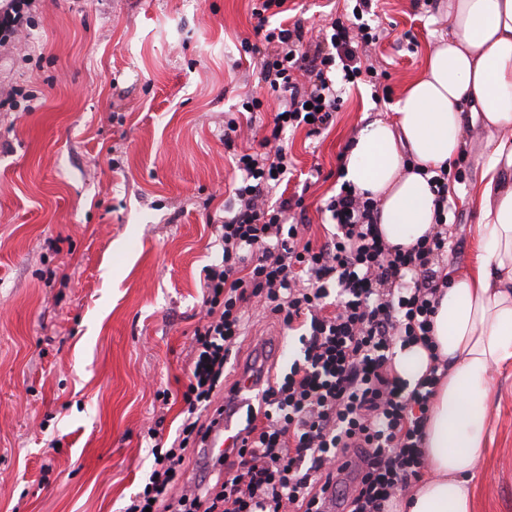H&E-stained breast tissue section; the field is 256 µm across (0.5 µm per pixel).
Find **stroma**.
Segmentation results:
<instances>
[{"label": "stroma", "instance_id": "35a3bbf8", "mask_svg": "<svg viewBox=\"0 0 512 512\" xmlns=\"http://www.w3.org/2000/svg\"><path fill=\"white\" fill-rule=\"evenodd\" d=\"M257 0H36L13 48L0 49V512H121L152 464L147 431L175 434L183 417L202 269L219 256L211 221L236 172L224 117L241 96L235 60L254 38ZM305 36L345 0H288ZM389 35L374 56L388 103L347 87L333 125L284 143L308 182V237L339 182V157L393 103L447 36L424 0H378ZM458 219L444 265L469 269L478 211L472 184L481 132L466 130ZM264 349L287 368L297 337L261 320L237 354ZM494 443L473 478L474 512H512V367L494 372Z\"/></svg>", "mask_w": 512, "mask_h": 512}]
</instances>
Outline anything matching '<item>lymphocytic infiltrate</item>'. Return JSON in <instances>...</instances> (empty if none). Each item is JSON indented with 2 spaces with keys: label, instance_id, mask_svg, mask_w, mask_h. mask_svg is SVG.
I'll list each match as a JSON object with an SVG mask.
<instances>
[{
  "label": "lymphocytic infiltrate",
  "instance_id": "1",
  "mask_svg": "<svg viewBox=\"0 0 512 512\" xmlns=\"http://www.w3.org/2000/svg\"><path fill=\"white\" fill-rule=\"evenodd\" d=\"M287 0L254 7L258 86L276 93L278 110L256 150H236L244 127L224 123V148L239 173L215 220L220 264L204 266L203 315L193 332L186 406L178 435L157 429L154 463L141 491L123 512H388L426 473L425 421L447 369L433 337V318L448 277L450 167L428 184L435 223L411 246L386 242L378 229L379 203L357 189H338L320 211L329 226L323 242L303 237L297 219L304 197H276L293 163L281 143L285 131L306 127L317 137L333 123L350 83H368L373 102L385 71L370 52L385 31L373 0H355L351 14L332 19L315 41L301 23L287 24ZM275 11L278 22L267 13ZM274 317L299 337L300 355L264 389L247 413L245 438L232 458L205 460L207 478L181 488L213 422L208 413L229 395L226 370L253 311ZM428 353L416 383L396 368V347Z\"/></svg>",
  "mask_w": 512,
  "mask_h": 512
}]
</instances>
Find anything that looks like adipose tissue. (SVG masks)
I'll list each match as a JSON object with an SVG mask.
<instances>
[{"label":"adipose tissue","mask_w":512,"mask_h":512,"mask_svg":"<svg viewBox=\"0 0 512 512\" xmlns=\"http://www.w3.org/2000/svg\"><path fill=\"white\" fill-rule=\"evenodd\" d=\"M444 15L448 36L430 48L394 122L366 124L344 158L346 180L379 199L384 238L409 245L434 224L425 170L462 156L465 127L485 135L473 184L477 263L450 275L434 317L448 370L426 423L430 474L395 512H473L472 477L491 438L490 371L512 362V0H446ZM407 157L422 174L404 171Z\"/></svg>","instance_id":"ef3b65f1"}]
</instances>
